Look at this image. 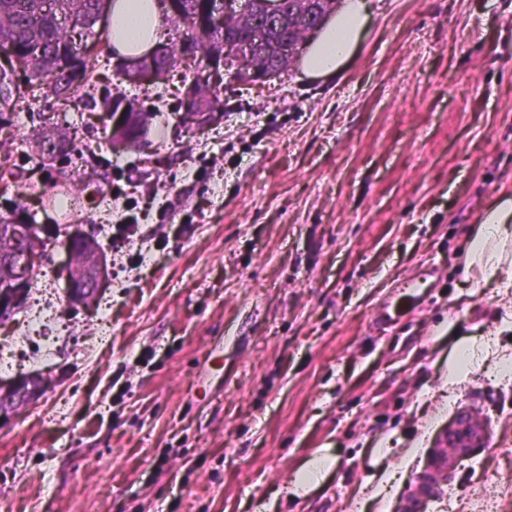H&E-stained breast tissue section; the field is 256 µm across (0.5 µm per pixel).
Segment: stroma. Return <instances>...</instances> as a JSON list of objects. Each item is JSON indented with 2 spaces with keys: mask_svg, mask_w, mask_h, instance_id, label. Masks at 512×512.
I'll use <instances>...</instances> for the list:
<instances>
[{
  "mask_svg": "<svg viewBox=\"0 0 512 512\" xmlns=\"http://www.w3.org/2000/svg\"><path fill=\"white\" fill-rule=\"evenodd\" d=\"M348 67H299L213 83L221 111L188 124L183 62L152 86L121 82L110 51L69 102L51 92L0 114V215L84 183L82 221L137 224L99 236L109 282L84 313L66 302L55 244L34 275L66 328L51 378L0 429V512H400L457 411L488 440L436 496L453 512H512V380L477 371L456 393L460 338L512 353V291L476 282L466 241L512 202V0H369ZM151 110L141 145L113 152L106 97ZM70 151L41 163L47 115ZM112 335L74 348L101 317ZM332 470L304 497L307 462ZM332 467L333 462L327 457L318 456L311 459L297 478L291 492L297 496L304 495L308 488L323 479Z\"/></svg>",
  "mask_w": 512,
  "mask_h": 512,
  "instance_id": "stroma-1",
  "label": "stroma"
}]
</instances>
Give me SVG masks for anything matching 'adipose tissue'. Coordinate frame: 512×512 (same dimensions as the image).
I'll return each mask as SVG.
<instances>
[{
  "instance_id": "ef3b65f1",
  "label": "adipose tissue",
  "mask_w": 512,
  "mask_h": 512,
  "mask_svg": "<svg viewBox=\"0 0 512 512\" xmlns=\"http://www.w3.org/2000/svg\"><path fill=\"white\" fill-rule=\"evenodd\" d=\"M369 17L368 0H344L337 13L308 37L300 60L303 75L318 79L343 71L364 38ZM108 20L111 49L115 57L125 59L153 49L165 15L161 0H113ZM467 253L479 282L512 287V206L498 205L485 213ZM490 363L503 370L512 368V359L500 356L491 341L478 344L461 340L456 358L448 366L449 387L465 385L476 368Z\"/></svg>"
}]
</instances>
